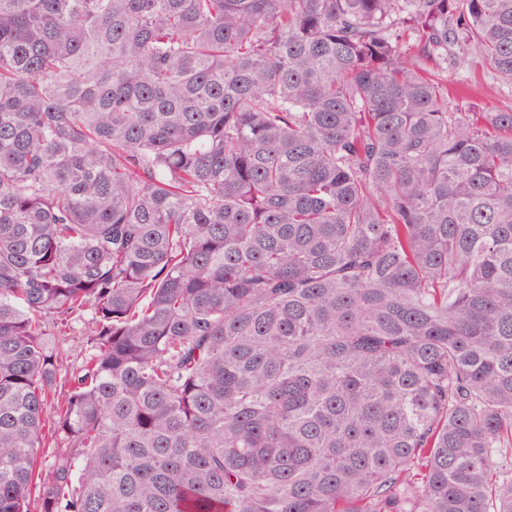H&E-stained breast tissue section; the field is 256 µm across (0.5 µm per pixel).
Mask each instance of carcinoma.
I'll use <instances>...</instances> for the list:
<instances>
[{"label":"carcinoma","mask_w":512,"mask_h":512,"mask_svg":"<svg viewBox=\"0 0 512 512\" xmlns=\"http://www.w3.org/2000/svg\"><path fill=\"white\" fill-rule=\"evenodd\" d=\"M461 50L512 86V0H0V512H512Z\"/></svg>","instance_id":"cac0c4a2"}]
</instances>
